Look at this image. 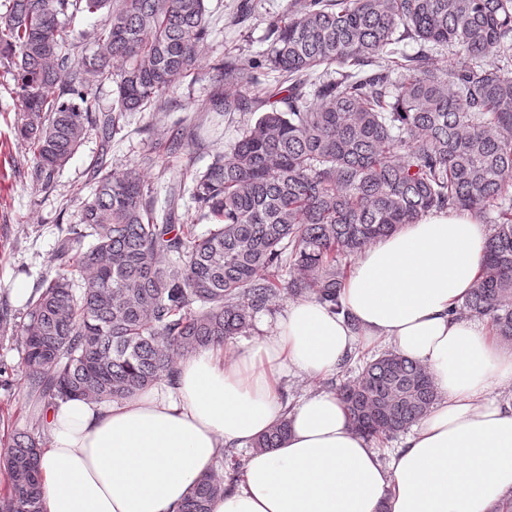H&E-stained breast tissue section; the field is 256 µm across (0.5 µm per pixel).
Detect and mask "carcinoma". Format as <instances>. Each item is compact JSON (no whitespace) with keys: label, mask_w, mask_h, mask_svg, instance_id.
Returning a JSON list of instances; mask_svg holds the SVG:
<instances>
[{"label":"carcinoma","mask_w":512,"mask_h":512,"mask_svg":"<svg viewBox=\"0 0 512 512\" xmlns=\"http://www.w3.org/2000/svg\"><path fill=\"white\" fill-rule=\"evenodd\" d=\"M270 24L260 59L217 66L224 113H253L192 175L203 235L178 223L182 182L162 208L140 173L106 160L129 112L164 111L198 68L206 0H0V68L20 103L16 140L49 185L88 135L100 139L94 189L59 243L62 269L29 302V391L58 399L130 398L172 377L180 357L249 329L287 292L339 306V258L436 210L490 225L479 282L457 313L487 317L512 347V0H295ZM104 15L89 33L67 18ZM419 43L412 55L394 48ZM461 55L448 68L437 53ZM275 74L263 95L253 72ZM116 84L102 112L95 91ZM284 107H279V104ZM352 426L388 437L437 399L430 372L393 351L340 387ZM282 420L249 444L278 447ZM17 430L0 466V512H43L41 446ZM237 468L196 482L179 512H212Z\"/></svg>","instance_id":"1"}]
</instances>
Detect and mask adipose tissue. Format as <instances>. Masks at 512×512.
<instances>
[{"label": "adipose tissue", "instance_id": "obj_1", "mask_svg": "<svg viewBox=\"0 0 512 512\" xmlns=\"http://www.w3.org/2000/svg\"><path fill=\"white\" fill-rule=\"evenodd\" d=\"M485 242L469 213L431 211L361 251L342 312L298 300L254 346L199 350L128 399L57 402L45 414V512H177L225 449L283 419L278 448L252 452L212 512H494L512 499V400L490 392L512 386V349L451 313L477 285ZM359 341L392 343L438 392L386 463L336 393L281 400L283 375H328Z\"/></svg>", "mask_w": 512, "mask_h": 512}]
</instances>
